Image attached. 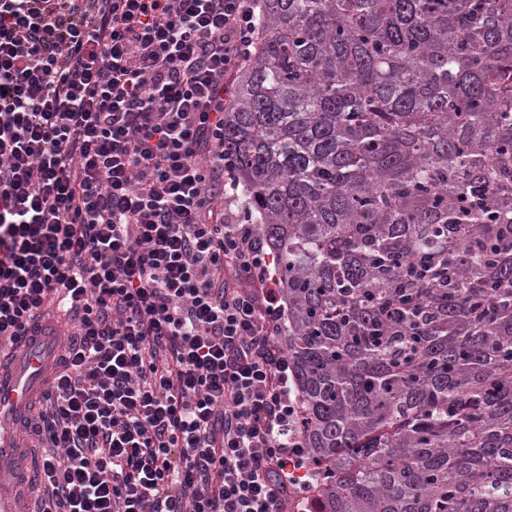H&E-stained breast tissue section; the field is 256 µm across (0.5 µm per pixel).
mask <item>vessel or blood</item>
Masks as SVG:
<instances>
[{
    "mask_svg": "<svg viewBox=\"0 0 512 512\" xmlns=\"http://www.w3.org/2000/svg\"><path fill=\"white\" fill-rule=\"evenodd\" d=\"M62 337L33 327L15 347L0 349V455L10 451V430L23 416L34 392L43 389Z\"/></svg>",
    "mask_w": 512,
    "mask_h": 512,
    "instance_id": "obj_1",
    "label": "vessel or blood"
}]
</instances>
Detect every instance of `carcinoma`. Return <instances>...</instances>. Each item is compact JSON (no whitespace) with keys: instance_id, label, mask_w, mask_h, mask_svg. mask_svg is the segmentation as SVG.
<instances>
[{"instance_id":"cac0c4a2","label":"carcinoma","mask_w":512,"mask_h":512,"mask_svg":"<svg viewBox=\"0 0 512 512\" xmlns=\"http://www.w3.org/2000/svg\"><path fill=\"white\" fill-rule=\"evenodd\" d=\"M224 157L307 512H512V0H258Z\"/></svg>"}]
</instances>
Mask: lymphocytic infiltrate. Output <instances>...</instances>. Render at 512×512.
Returning a JSON list of instances; mask_svg holds the SVG:
<instances>
[{
	"label": "lymphocytic infiltrate",
	"mask_w": 512,
	"mask_h": 512,
	"mask_svg": "<svg viewBox=\"0 0 512 512\" xmlns=\"http://www.w3.org/2000/svg\"><path fill=\"white\" fill-rule=\"evenodd\" d=\"M257 0H0V345L76 332L39 512H287L282 308L224 208V87Z\"/></svg>",
	"instance_id": "f902f5d3"
}]
</instances>
